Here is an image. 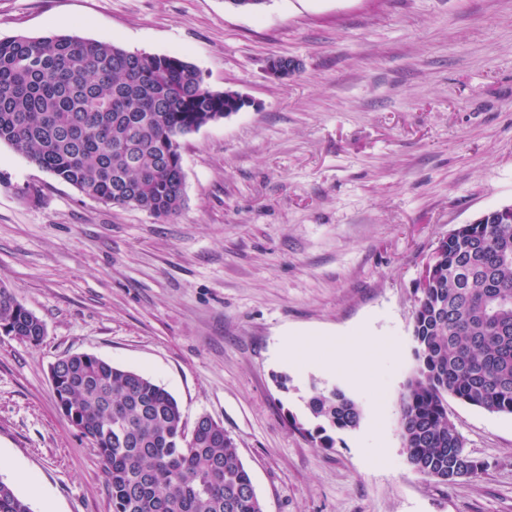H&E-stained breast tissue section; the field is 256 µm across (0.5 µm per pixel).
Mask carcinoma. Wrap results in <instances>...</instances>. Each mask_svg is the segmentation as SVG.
I'll return each mask as SVG.
<instances>
[{
    "mask_svg": "<svg viewBox=\"0 0 512 512\" xmlns=\"http://www.w3.org/2000/svg\"><path fill=\"white\" fill-rule=\"evenodd\" d=\"M237 92L210 88L178 54L130 52L76 35L0 38V143L84 195L144 210L159 221L186 204L181 139L231 115ZM30 344L43 322L0 285V326ZM416 366L398 425L411 468L448 484L484 464L448 418V397L512 414V206L489 224H461L435 248L428 287L416 289ZM52 368L59 408L96 448L112 512H266L235 440L203 413L182 409L146 375L91 354ZM305 430L325 448L359 427L361 406L343 390L312 389ZM0 512H31L0 481Z\"/></svg>",
    "mask_w": 512,
    "mask_h": 512,
    "instance_id": "cac0c4a2",
    "label": "carcinoma"
}]
</instances>
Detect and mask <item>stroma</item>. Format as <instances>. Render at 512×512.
Masks as SVG:
<instances>
[{
    "label": "stroma",
    "mask_w": 512,
    "mask_h": 512,
    "mask_svg": "<svg viewBox=\"0 0 512 512\" xmlns=\"http://www.w3.org/2000/svg\"><path fill=\"white\" fill-rule=\"evenodd\" d=\"M49 32L179 54L250 105L182 139L187 203L166 223L0 143V284L46 328L0 333V480L32 512H112L50 381L88 353L221 422L267 512H512V414L449 399L484 470L448 485L397 427L423 263L512 205V0H0V38ZM276 56L298 62L288 80ZM287 337L304 351L276 359ZM315 386L363 410L331 448L294 426Z\"/></svg>",
    "instance_id": "35a3bbf8"
}]
</instances>
